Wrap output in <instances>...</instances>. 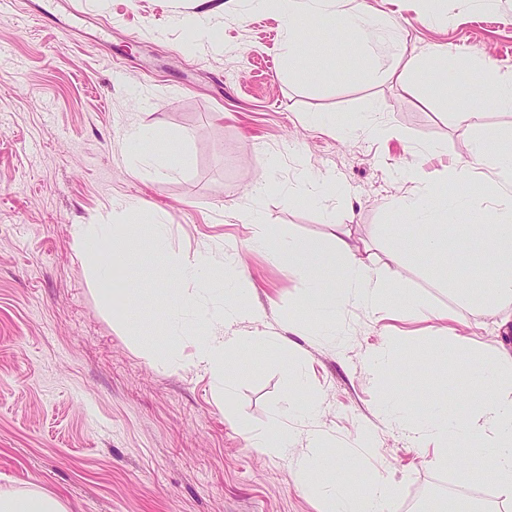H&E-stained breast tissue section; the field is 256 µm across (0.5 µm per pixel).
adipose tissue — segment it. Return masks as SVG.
I'll list each match as a JSON object with an SVG mask.
<instances>
[{"label": "adipose tissue", "mask_w": 512, "mask_h": 512, "mask_svg": "<svg viewBox=\"0 0 512 512\" xmlns=\"http://www.w3.org/2000/svg\"><path fill=\"white\" fill-rule=\"evenodd\" d=\"M289 37H297L301 29L317 23L327 32H340L358 37L364 48L383 41L390 28L388 22H370L357 10L338 9L336 0H279ZM486 79L471 95L452 99V112L463 121L478 117L481 101L512 111V77L486 69ZM473 159L489 158L494 171V205L482 210L477 224H456L452 217L458 210L469 208L466 196L448 197L434 193L431 201L409 199L402 207L411 213L419 234L413 245L432 264L439 279H446L444 248L449 238L468 243L469 276L460 295L473 310L494 312L498 320V344L483 351L476 338L449 331L445 349L451 361L466 360L468 369L458 389L438 382L428 410L423 414L419 431L430 439L433 452L430 463L447 467L455 457L471 459L486 456L492 464V481L500 495L512 499V150L500 148L493 136L476 140ZM257 239L270 258L298 275L306 285L302 305L304 315L313 317L328 328H336L338 317L347 305L355 304L378 313L390 306L404 317L424 313V304L404 287V278L396 260L405 241L394 237L393 250L387 259L361 257L357 246L345 238L335 240L334 248H326L314 239L284 240L258 225ZM132 225L79 224L73 231L74 248L91 261L90 270L105 305L122 300L125 307L135 303L133 290L125 273L135 254L129 247ZM241 258L227 253L223 265H215L211 256L197 250L175 257L166 272L167 283L187 279L202 288L222 283L225 273H238ZM492 268L493 279H485V268ZM192 316L194 340L199 363L208 367L219 379H226L230 361L251 343L241 336L214 341L209 326L212 310L198 296L178 295L167 310L171 326H180L184 316ZM474 403L470 415L457 411L462 395ZM306 488L326 503V512H390L396 486L382 477H373L367 491L351 492L342 477L330 482L309 480ZM0 512H68L55 495L40 491L0 492Z\"/></svg>", "instance_id": "ef3b65f1"}]
</instances>
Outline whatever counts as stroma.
<instances>
[{"mask_svg": "<svg viewBox=\"0 0 512 512\" xmlns=\"http://www.w3.org/2000/svg\"><path fill=\"white\" fill-rule=\"evenodd\" d=\"M40 2L0 0V491L48 492L69 512H321L299 473L320 453L318 433L337 469L396 485L393 512L455 484L456 469L430 466L412 431L449 371L447 323L436 314L466 315L447 284L406 249V284L432 317L406 323L408 338L393 345L388 321L351 305L342 334L327 333L302 317L300 279L250 245L247 215L259 208L278 236L329 246L341 223L380 257L391 226L412 237L403 199L469 160L478 134L512 141V112L486 104L470 124L448 106L483 72L453 84L433 60L484 58L512 73V0H340L391 21V38L407 46L393 61L388 44L361 51L312 25L289 39L280 11L255 0H222L202 37L185 24L199 0H58L57 12L81 16L71 28L39 21ZM310 63L320 79L306 76ZM322 113L350 125L369 117L392 133L331 135ZM137 130L149 152L181 165L133 173ZM405 166L417 180L397 179ZM305 175L328 194L305 199ZM131 217L142 294L165 288L149 237L156 218L170 226V253L202 250L219 264L241 252L258 315L224 325L221 294H201L216 314L210 334L276 335L282 347L236 363L229 394L198 364L192 327L173 331L157 300L128 321L101 306L73 227ZM376 351L393 363L384 381L369 369ZM295 371L305 391L291 386ZM389 390L404 397L409 420L379 414ZM307 395L319 418L294 410ZM276 415L294 440L270 457L249 434Z\"/></svg>", "mask_w": 512, "mask_h": 512, "instance_id": "obj_1", "label": "stroma"}]
</instances>
